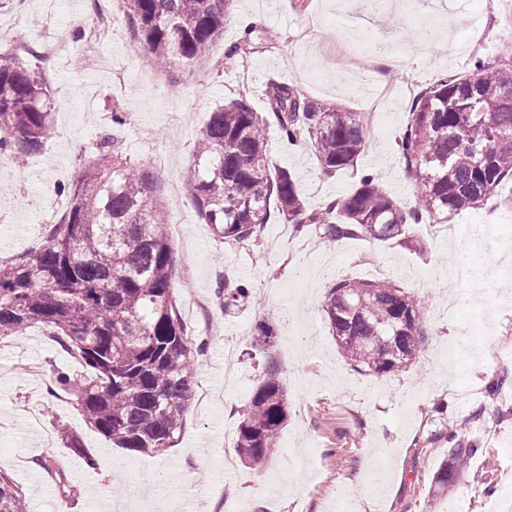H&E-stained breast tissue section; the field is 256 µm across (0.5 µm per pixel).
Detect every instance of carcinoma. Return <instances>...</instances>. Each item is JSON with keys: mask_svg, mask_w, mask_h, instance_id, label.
I'll return each instance as SVG.
<instances>
[{"mask_svg": "<svg viewBox=\"0 0 512 512\" xmlns=\"http://www.w3.org/2000/svg\"><path fill=\"white\" fill-rule=\"evenodd\" d=\"M131 37L162 69L209 59L236 0H121ZM263 117L244 99L217 107L198 138L190 174L196 206L218 237L249 240L271 211L289 224H314L326 240L358 236L405 246L414 225L444 224L477 208L512 179V61L475 62L419 92L399 148L422 192L406 209L368 173L348 194L306 212L290 172L267 147L272 119L290 142L311 145L336 173L367 149L360 115L273 83ZM52 131L48 89L37 65L0 56V155L25 160ZM153 175L123 159L118 137L96 139L81 179L57 185L68 208L32 250L0 260V336L40 326L76 354L92 376H57L75 393L85 421L118 448L162 455L174 447L193 396L203 346L192 342L171 286L173 256L165 213L150 193ZM252 300L250 288H224V306ZM325 319L343 355L377 375L402 371L429 332L418 298L384 280L343 279L328 292ZM288 418V401L270 365L238 425V455L263 467ZM435 483L454 482L484 453L448 435ZM0 512H23L11 477L0 470Z\"/></svg>", "mask_w": 512, "mask_h": 512, "instance_id": "cac0c4a2", "label": "carcinoma"}]
</instances>
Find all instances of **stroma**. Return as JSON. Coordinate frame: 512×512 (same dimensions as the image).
<instances>
[{
	"instance_id": "obj_1",
	"label": "stroma",
	"mask_w": 512,
	"mask_h": 512,
	"mask_svg": "<svg viewBox=\"0 0 512 512\" xmlns=\"http://www.w3.org/2000/svg\"><path fill=\"white\" fill-rule=\"evenodd\" d=\"M335 2L237 0L235 14L263 17L248 45L231 22L215 47L221 65H177L160 74L125 31L102 49L111 68L93 61L70 66L79 46L72 33L88 0H0V32L62 44L58 59L39 65L53 132L25 167L0 175V256L31 249L40 240L41 215L64 212L67 201L55 187L81 178L96 131L113 128V110L126 115L116 131L130 164L146 168L155 152L170 155V168L154 175L164 207L170 182L188 186L196 140L216 107L243 97L263 111L271 82L280 81L356 110L357 96L332 88L352 73L349 60L296 38L299 21L313 12L339 29L360 23L365 40L382 34L399 42L405 65L383 64L395 94L353 168L324 172L304 142H288L274 127L273 162L288 169L310 210L347 194L367 171L404 207L419 206L398 147L413 103L404 71L412 69L423 89L468 71L474 57L503 58L512 0H452L450 14L429 29L422 0H399L378 15L349 0L343 17ZM477 41L483 48L475 55L469 47ZM200 81L208 94L192 98ZM511 197L512 183L504 182L480 208L421 225L417 244L400 247L357 237L328 241L314 225L288 224L275 214L252 239L227 243L184 194L185 240L171 244L172 287L191 337L206 344L196 383L223 391V401L204 412L191 404L177 444L163 455L114 447L84 422L75 396L55 387L57 375L71 370L69 356L48 331L26 328L0 337V470L28 512H100L111 500L126 512H512L504 499L512 488V211L503 205ZM470 261L482 266V277L456 281L449 263ZM344 278L394 281L418 296L430 336L414 364L378 376L345 361L323 311L329 288ZM226 281L249 286L252 303L225 310L218 288ZM189 287L209 297L208 310L191 312ZM263 326L272 337L260 347ZM228 346L238 355V376L229 384ZM271 364L286 388L288 421L263 470L237 460L226 473L242 413ZM479 406L486 414L476 424L470 413ZM29 409L38 423L26 418ZM70 433L86 455L68 448ZM451 433L479 440L484 454L442 488L434 475Z\"/></svg>"
}]
</instances>
